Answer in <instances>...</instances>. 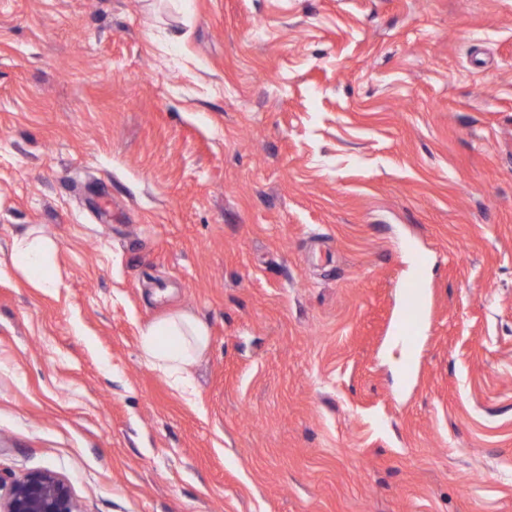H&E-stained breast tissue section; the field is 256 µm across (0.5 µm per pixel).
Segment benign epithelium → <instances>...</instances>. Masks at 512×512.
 <instances>
[{"mask_svg": "<svg viewBox=\"0 0 512 512\" xmlns=\"http://www.w3.org/2000/svg\"><path fill=\"white\" fill-rule=\"evenodd\" d=\"M0 512H80L67 483L50 471L32 472L13 482Z\"/></svg>", "mask_w": 512, "mask_h": 512, "instance_id": "7a95c632", "label": "benign epithelium"}]
</instances>
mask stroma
<instances>
[{
    "instance_id": "1",
    "label": "stroma",
    "mask_w": 512,
    "mask_h": 512,
    "mask_svg": "<svg viewBox=\"0 0 512 512\" xmlns=\"http://www.w3.org/2000/svg\"><path fill=\"white\" fill-rule=\"evenodd\" d=\"M31 226L61 283L0 272V487L512 512V0H0L1 260ZM179 312L189 396L138 346ZM422 291L423 286L418 278H415L409 286V292L414 295V299L403 308L395 324V338L409 346L413 343V337L423 314Z\"/></svg>"
}]
</instances>
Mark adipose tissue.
Returning <instances> with one entry per match:
<instances>
[{"mask_svg": "<svg viewBox=\"0 0 512 512\" xmlns=\"http://www.w3.org/2000/svg\"><path fill=\"white\" fill-rule=\"evenodd\" d=\"M56 251L54 240L29 229L14 238L9 260L26 280L50 292L58 288L61 279L54 263ZM208 345L209 334L204 323L186 313L150 324L139 336V349L144 359L184 394L191 391L187 368Z\"/></svg>", "mask_w": 512, "mask_h": 512, "instance_id": "ef3b65f1", "label": "adipose tissue"}]
</instances>
